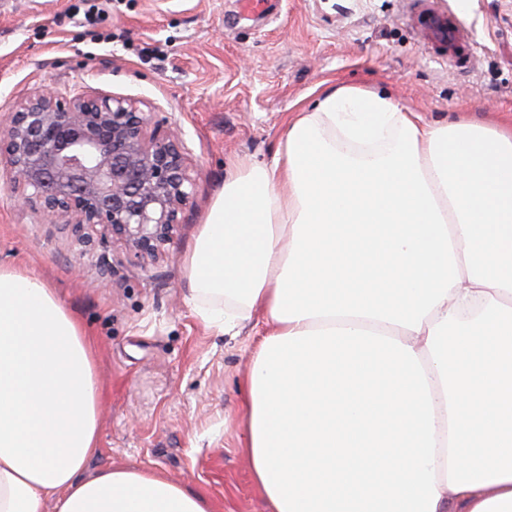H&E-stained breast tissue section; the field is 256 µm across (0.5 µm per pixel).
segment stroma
I'll return each instance as SVG.
<instances>
[{
	"label": "stroma",
	"instance_id": "35a3bbf8",
	"mask_svg": "<svg viewBox=\"0 0 512 512\" xmlns=\"http://www.w3.org/2000/svg\"><path fill=\"white\" fill-rule=\"evenodd\" d=\"M412 0H0V118L30 93L121 96L166 121L192 162L193 196L163 255L139 267L120 244L87 245L22 208L0 176V265L54 288L97 346L100 455L89 472L163 473L215 512H264L246 454L239 386L264 334L206 327L187 301L183 259L229 171L272 161L293 113L337 86L386 93L426 121L512 126V0L433 7L474 51L449 62L424 45Z\"/></svg>",
	"mask_w": 512,
	"mask_h": 512
}]
</instances>
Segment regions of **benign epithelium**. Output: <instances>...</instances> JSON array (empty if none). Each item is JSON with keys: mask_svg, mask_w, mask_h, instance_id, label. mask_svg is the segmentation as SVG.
Segmentation results:
<instances>
[{"mask_svg": "<svg viewBox=\"0 0 512 512\" xmlns=\"http://www.w3.org/2000/svg\"><path fill=\"white\" fill-rule=\"evenodd\" d=\"M178 136L127 99L39 90L0 124V170L23 208L55 224L100 227L142 261L172 240L193 187Z\"/></svg>", "mask_w": 512, "mask_h": 512, "instance_id": "1", "label": "benign epithelium"}]
</instances>
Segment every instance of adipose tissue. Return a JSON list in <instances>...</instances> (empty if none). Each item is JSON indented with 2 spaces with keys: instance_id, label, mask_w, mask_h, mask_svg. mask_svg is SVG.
Segmentation results:
<instances>
[{
  "instance_id": "obj_1",
  "label": "adipose tissue",
  "mask_w": 512,
  "mask_h": 512,
  "mask_svg": "<svg viewBox=\"0 0 512 512\" xmlns=\"http://www.w3.org/2000/svg\"><path fill=\"white\" fill-rule=\"evenodd\" d=\"M184 269L206 326L264 317L241 393L265 512H512V131L326 90L225 177ZM95 361L0 267V512H214L157 472L87 474Z\"/></svg>"
}]
</instances>
